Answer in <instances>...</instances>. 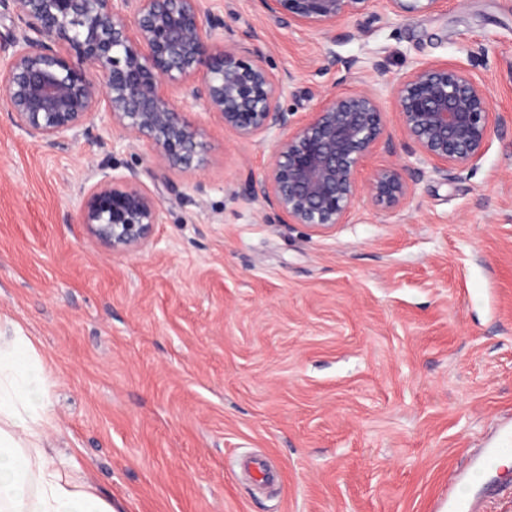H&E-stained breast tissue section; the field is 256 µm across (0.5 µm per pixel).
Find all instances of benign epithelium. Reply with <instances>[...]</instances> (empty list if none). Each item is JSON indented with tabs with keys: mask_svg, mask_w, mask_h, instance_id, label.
Listing matches in <instances>:
<instances>
[{
	"mask_svg": "<svg viewBox=\"0 0 512 512\" xmlns=\"http://www.w3.org/2000/svg\"><path fill=\"white\" fill-rule=\"evenodd\" d=\"M375 0H261L313 35L363 15ZM402 17L440 10L446 0H384ZM12 26L0 32V88L15 125L54 144L104 112L128 143L146 142L165 169L195 170L204 161L199 130L173 108L170 88L200 102L239 138L278 137L267 174L245 197L269 221L317 231L345 223L358 196L357 172L391 141L381 99L367 76L386 73L377 56L360 67L359 85L323 94L307 119L285 104L293 77L275 74L261 56L219 46L224 18L203 14L201 0H0ZM410 154L456 179L471 171L504 128L484 88L448 62L419 64L392 86ZM101 176L84 193L76 221L117 252L146 241L162 207L130 167ZM423 175L419 167L378 169L364 192L369 203L401 211Z\"/></svg>",
	"mask_w": 512,
	"mask_h": 512,
	"instance_id": "7a95c632",
	"label": "benign epithelium"
}]
</instances>
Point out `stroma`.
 Returning <instances> with one entry per match:
<instances>
[{
  "instance_id": "35a3bbf8",
  "label": "stroma",
  "mask_w": 512,
  "mask_h": 512,
  "mask_svg": "<svg viewBox=\"0 0 512 512\" xmlns=\"http://www.w3.org/2000/svg\"><path fill=\"white\" fill-rule=\"evenodd\" d=\"M202 7L241 34L243 57L293 75L297 117L357 83L318 73L325 41L260 0ZM330 33L341 61L387 59L391 142L358 182L410 163L391 86L421 63L463 65L503 134L462 178L426 170L402 211L361 201L318 233L241 195L274 140H241L180 93L206 147L193 173L114 140L101 114L89 134L30 138L0 95V317L45 360L54 443L78 449L80 477L117 512H435L470 454L512 444V0L414 18L375 0ZM102 163L179 189L155 187L163 221L125 252L73 221ZM253 457L271 486L250 478Z\"/></svg>"
}]
</instances>
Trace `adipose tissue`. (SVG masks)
Instances as JSON below:
<instances>
[{
    "mask_svg": "<svg viewBox=\"0 0 512 512\" xmlns=\"http://www.w3.org/2000/svg\"><path fill=\"white\" fill-rule=\"evenodd\" d=\"M44 361L22 329L0 332V512H114L73 478L75 454L56 452Z\"/></svg>",
    "mask_w": 512,
    "mask_h": 512,
    "instance_id": "ef3b65f1",
    "label": "adipose tissue"
}]
</instances>
